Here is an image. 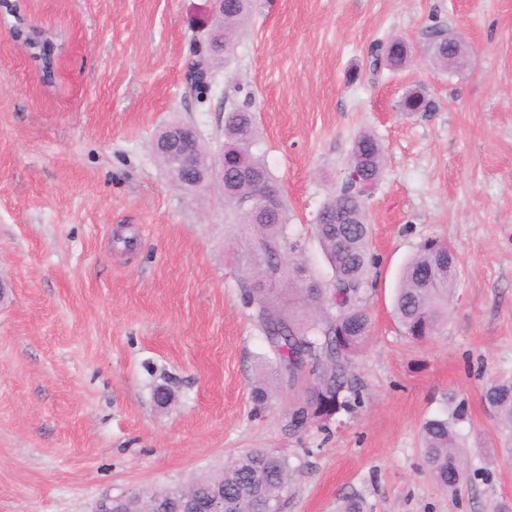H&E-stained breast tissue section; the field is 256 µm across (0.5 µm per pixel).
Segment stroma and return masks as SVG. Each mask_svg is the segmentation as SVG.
Masks as SVG:
<instances>
[{
	"label": "stroma",
	"mask_w": 512,
	"mask_h": 512,
	"mask_svg": "<svg viewBox=\"0 0 512 512\" xmlns=\"http://www.w3.org/2000/svg\"><path fill=\"white\" fill-rule=\"evenodd\" d=\"M57 34L45 79L0 18V512H92L211 474L248 448L286 456L280 512H489L512 503V429L485 404L487 377L512 376V0H253L204 98L184 89L208 0H21ZM465 44L437 70L428 33ZM409 47L370 72L373 45ZM432 112L407 113L408 90ZM250 102L258 152L283 187L301 258L332 276L311 226L370 132L385 164L367 203L375 263L362 301L373 337L355 374L364 401L326 426L295 427L279 383L251 397L272 359L232 258L249 228L217 188L177 189L153 149L193 123L210 153L224 114ZM447 239L458 287L447 333L409 342L392 313L397 277L427 237ZM171 379L176 400L155 399ZM465 405L457 425L469 481L458 495L424 472L420 427Z\"/></svg>",
	"instance_id": "stroma-1"
}]
</instances>
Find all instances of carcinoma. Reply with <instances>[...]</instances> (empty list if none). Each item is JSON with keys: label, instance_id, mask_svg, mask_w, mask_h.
<instances>
[{"label": "carcinoma", "instance_id": "carcinoma-1", "mask_svg": "<svg viewBox=\"0 0 512 512\" xmlns=\"http://www.w3.org/2000/svg\"><path fill=\"white\" fill-rule=\"evenodd\" d=\"M251 0H224V40L233 41L237 29L250 12ZM14 35L30 45L32 57L41 68L56 62L57 45L52 35L39 33L30 41L27 27L16 22ZM444 30L429 34L433 64L442 72L458 69L457 40L442 36ZM408 59L406 44L390 39L371 50L370 68H403ZM404 112H430L432 102L419 91L406 93ZM259 137L255 114L246 106L231 109L224 118V205L255 234L238 261L250 274L238 278L242 299L262 331L274 361L260 372L253 387L257 405H264L271 382L284 379L292 391L291 416L295 426L328 422L360 407L363 392L353 370L370 341L374 322L362 304L361 291L374 256L370 249L367 200L373 195L383 170V150L369 132L360 133L347 160L348 179L329 196L317 213L313 232L333 278L324 283L311 274L298 258L302 243L291 236L284 195L272 209L239 205L242 199H258L264 187L279 185L264 159L254 152ZM292 260H285V254ZM288 283V296L296 310H285L270 298L265 284ZM457 287V259L452 245L427 237L401 270L394 300L395 315L405 336L421 343L442 334L448 325L450 307ZM485 403L500 423L512 427V377L486 381ZM463 407L451 414L429 418L421 426L425 473L444 492L455 495L467 482L466 451L456 421ZM288 459L266 448H250L224 462V469L197 478L169 493L218 498L223 512H252L268 503L277 509L288 486ZM336 512H367L364 501L343 496Z\"/></svg>", "mask_w": 512, "mask_h": 512}]
</instances>
